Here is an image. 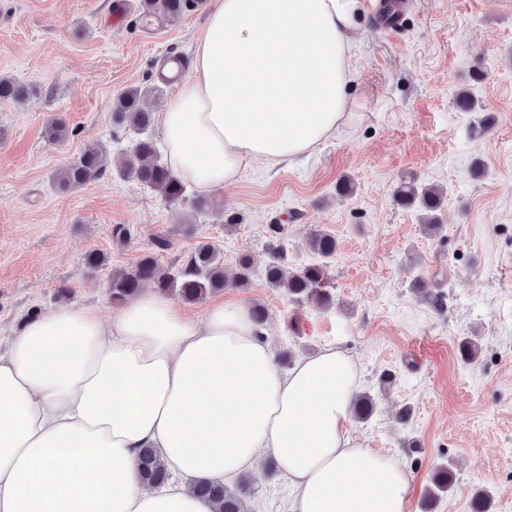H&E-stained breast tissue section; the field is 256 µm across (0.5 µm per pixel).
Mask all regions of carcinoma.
Segmentation results:
<instances>
[{
    "label": "carcinoma",
    "mask_w": 512,
    "mask_h": 512,
    "mask_svg": "<svg viewBox=\"0 0 512 512\" xmlns=\"http://www.w3.org/2000/svg\"><path fill=\"white\" fill-rule=\"evenodd\" d=\"M204 0H142L140 21L143 25L175 22L189 11L198 9ZM160 92L157 86H129L113 100L112 120L141 134L130 150L118 161V174L140 182L162 194L170 202H180L186 196L184 180L174 174L169 164L158 153L156 142L148 134L153 126L152 113L143 108L144 99ZM31 89L15 80L0 76V100L21 102ZM110 168L106 150L99 144L87 145L79 160L62 169L57 176L58 185L64 188L78 187L92 178L104 175ZM445 191L434 186L420 184L409 178L400 181L395 190L397 201L404 207L420 212L422 229L434 234L439 229L437 212L440 210ZM155 251L141 256L130 270H114L109 279L112 302L125 303L135 298L143 286L150 284L164 294H173L186 303H197L224 290L232 283L240 288L251 285L253 259L241 254L236 262L233 276L224 269L221 252L211 242H200L187 255L180 258L168 271L158 269L157 253L170 247V241L159 236L154 242ZM309 250L320 261L300 269H290L286 254L279 251L265 267L264 277L268 287L286 294L292 301L308 303L319 310H327L334 304V295L329 285L327 261L337 253V240L325 230L315 232L308 240ZM375 410V402L367 393L355 397L352 416L358 421L369 419ZM139 476L147 485H157L170 478L164 460L154 450L144 449L140 459ZM449 470L441 466L431 477L428 495L432 498L448 491ZM198 495L214 501L217 512H247L246 485L240 483L233 488L221 484L203 482L195 486Z\"/></svg>",
    "instance_id": "obj_1"
}]
</instances>
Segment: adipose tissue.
Instances as JSON below:
<instances>
[{
    "label": "adipose tissue",
    "instance_id": "1",
    "mask_svg": "<svg viewBox=\"0 0 512 512\" xmlns=\"http://www.w3.org/2000/svg\"><path fill=\"white\" fill-rule=\"evenodd\" d=\"M358 0H215L193 80L160 117L169 165L199 191L246 163L295 162L343 126ZM354 362L333 347L277 363L242 303L199 319L146 288L104 315L58 306L0 350V512H216L202 482L258 459L292 480L290 512H408L410 476L353 443ZM156 449L178 483L139 477Z\"/></svg>",
    "mask_w": 512,
    "mask_h": 512
}]
</instances>
